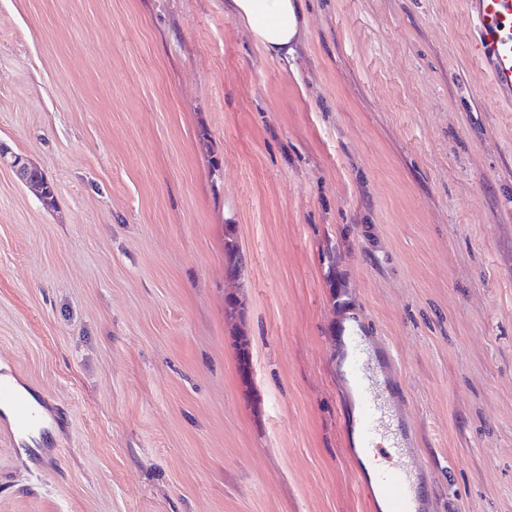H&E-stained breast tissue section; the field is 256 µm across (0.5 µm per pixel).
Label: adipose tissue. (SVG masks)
I'll return each mask as SVG.
<instances>
[{
  "label": "adipose tissue",
  "instance_id": "1",
  "mask_svg": "<svg viewBox=\"0 0 512 512\" xmlns=\"http://www.w3.org/2000/svg\"><path fill=\"white\" fill-rule=\"evenodd\" d=\"M253 41L275 58L291 54L302 17L301 0H229Z\"/></svg>",
  "mask_w": 512,
  "mask_h": 512
}]
</instances>
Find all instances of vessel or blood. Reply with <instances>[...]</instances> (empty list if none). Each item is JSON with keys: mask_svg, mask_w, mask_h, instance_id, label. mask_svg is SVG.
Returning a JSON list of instances; mask_svg holds the SVG:
<instances>
[{"mask_svg": "<svg viewBox=\"0 0 512 512\" xmlns=\"http://www.w3.org/2000/svg\"><path fill=\"white\" fill-rule=\"evenodd\" d=\"M473 24L478 59L494 86L512 100V0H464ZM331 342L339 351L337 374L352 398L345 430L358 461L382 457L360 483L378 512H434L437 498L411 464V430L401 407L405 385L396 375V362L382 337L361 322L345 317ZM0 433L46 429L42 404L15 375L0 371Z\"/></svg>", "mask_w": 512, "mask_h": 512, "instance_id": "vessel-or-blood-1", "label": "vessel or blood"}]
</instances>
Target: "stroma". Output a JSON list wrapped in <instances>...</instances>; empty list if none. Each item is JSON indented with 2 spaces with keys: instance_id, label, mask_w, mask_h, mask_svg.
I'll use <instances>...</instances> for the list:
<instances>
[{
  "instance_id": "stroma-1",
  "label": "stroma",
  "mask_w": 512,
  "mask_h": 512,
  "mask_svg": "<svg viewBox=\"0 0 512 512\" xmlns=\"http://www.w3.org/2000/svg\"><path fill=\"white\" fill-rule=\"evenodd\" d=\"M0 0V512H374L328 342L394 348L438 512H512V105L463 0ZM242 256L227 274V238ZM251 373L242 377L240 342ZM253 41L273 58L288 59L302 17V0H228ZM0 165L11 168L22 182L38 193L41 199L50 193L47 180L42 182L34 174L36 167L27 156L0 145ZM44 406L21 385L15 375L0 371V413L8 422L2 433L15 440L21 430L39 428L49 431Z\"/></svg>"
}]
</instances>
